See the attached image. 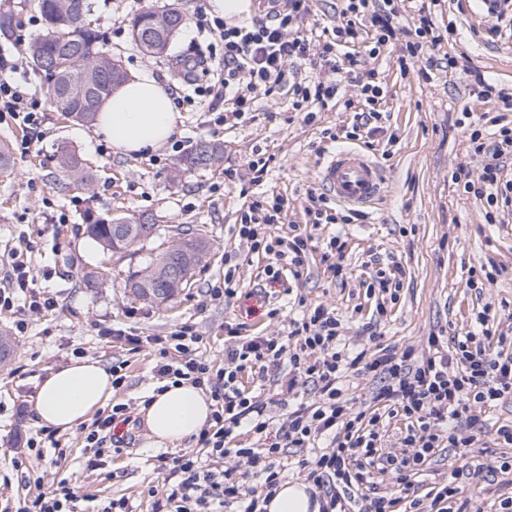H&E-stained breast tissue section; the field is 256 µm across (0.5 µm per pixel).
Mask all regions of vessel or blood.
<instances>
[{
    "label": "vessel or blood",
    "instance_id": "1",
    "mask_svg": "<svg viewBox=\"0 0 512 512\" xmlns=\"http://www.w3.org/2000/svg\"><path fill=\"white\" fill-rule=\"evenodd\" d=\"M321 185L336 200L363 206L382 192L384 178L366 154L344 147L332 151L323 161Z\"/></svg>",
    "mask_w": 512,
    "mask_h": 512
}]
</instances>
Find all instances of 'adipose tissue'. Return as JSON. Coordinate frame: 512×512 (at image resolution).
Listing matches in <instances>:
<instances>
[{
    "label": "adipose tissue",
    "mask_w": 512,
    "mask_h": 512,
    "mask_svg": "<svg viewBox=\"0 0 512 512\" xmlns=\"http://www.w3.org/2000/svg\"><path fill=\"white\" fill-rule=\"evenodd\" d=\"M179 121L167 86L152 76L138 75L103 102L95 131L115 151L139 156L167 142ZM111 397L109 369L96 360L75 359L41 382L33 410L39 425L66 432L88 420ZM211 405L208 395L185 384L154 393L142 415L154 444L176 446L202 429Z\"/></svg>",
    "instance_id": "ef3b65f1"
}]
</instances>
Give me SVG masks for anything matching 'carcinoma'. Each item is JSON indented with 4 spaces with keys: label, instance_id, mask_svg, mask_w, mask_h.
Segmentation results:
<instances>
[{
    "label": "carcinoma",
    "instance_id": "cac0c4a2",
    "mask_svg": "<svg viewBox=\"0 0 512 512\" xmlns=\"http://www.w3.org/2000/svg\"><path fill=\"white\" fill-rule=\"evenodd\" d=\"M44 22V31L26 49V59L31 69L45 84L47 101L52 108L63 112L73 121L90 124L96 120L102 102L112 90L128 79L121 55L109 56V66L102 69L86 61L98 54V31L91 27L89 0H36ZM184 15L171 5L163 10L151 8L136 15L130 31L147 33L150 38L135 42L146 55L165 52L169 42L170 27L181 26ZM75 84L83 93L65 95L66 85ZM224 161V147L217 142L199 141L172 167L171 178L181 179L192 172L219 167ZM59 166L71 182L92 190V177L80 156L64 150L59 156ZM124 225L118 230L117 225ZM156 227L152 214H140L112 218L87 219L86 235L97 242L108 254L131 252L148 240V234ZM209 245L204 236L185 231L166 249L158 252L142 269L133 272L126 281L130 293L139 300H146L147 289L154 285L147 281L146 271L161 280L165 289V301L181 294L190 284L196 271L205 266Z\"/></svg>",
    "mask_w": 512,
    "mask_h": 512
}]
</instances>
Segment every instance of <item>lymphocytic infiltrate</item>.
<instances>
[{
    "mask_svg": "<svg viewBox=\"0 0 512 512\" xmlns=\"http://www.w3.org/2000/svg\"><path fill=\"white\" fill-rule=\"evenodd\" d=\"M314 2L277 0L271 14L241 26L197 14L198 33L218 39L224 52L216 60L217 86L197 87L196 96L223 88L224 110L236 119L253 112L262 96L286 100L292 112L340 105L353 113L347 140L383 133L377 104L384 89L378 70L367 62L389 50L397 53L402 73L428 78L419 60L454 33L453 26L436 21L440 0H339L332 27L312 37L301 23L313 16ZM19 67L18 46L0 48V123L25 131L20 149L26 152L42 140L49 113L39 94L17 81ZM463 130L480 167L457 168L451 178L473 197L486 223H498L512 209V127L488 133L470 123ZM287 211L286 199L274 194L252 201L240 217L239 239L271 258L264 269L269 282H279L286 271L300 278L316 250L334 277H341L347 247L341 236L321 245L305 230L285 239L268 234ZM20 299L32 313L56 305L37 291L27 262L14 254L0 277V313L13 311ZM298 305L300 316L289 319L279 336L244 337L226 327L220 367L198 356L202 338L193 325L163 337L113 330L114 339L132 351L152 348L162 381L196 386L213 401L208 423L194 437L197 454L172 457L162 467L161 484L146 489L151 512H266L289 448L299 451L293 466L311 485L319 512H474L459 481L466 474L479 476L482 463L467 457L446 476L431 482L424 476L439 452L485 447L491 434L502 449L499 471L512 475V426L493 428L485 419L486 407L512 399V324L492 328L484 311L469 330L449 338L427 336L418 350L380 344L373 334L355 351L334 309L303 298ZM283 367L288 379L279 403L288 413L277 425L267 403L243 388L240 376L251 371L262 383ZM351 373L379 377L368 401L349 393ZM305 389L311 397L304 401ZM133 423L127 404L99 411L84 437L91 451L88 468H99L130 446L125 429ZM394 424L400 431L392 436L388 429ZM243 432L250 444L240 441ZM81 500L78 486L64 478L52 490L24 499L17 512H78Z\"/></svg>",
    "mask_w": 512,
    "mask_h": 512,
    "instance_id": "lymphocytic-infiltrate-1",
    "label": "lymphocytic infiltrate"
}]
</instances>
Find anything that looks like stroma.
Masks as SVG:
<instances>
[{
	"mask_svg": "<svg viewBox=\"0 0 512 512\" xmlns=\"http://www.w3.org/2000/svg\"><path fill=\"white\" fill-rule=\"evenodd\" d=\"M177 4L186 21L167 52L147 56L133 43L130 20L141 11ZM91 18L103 52L121 55L128 75L147 74L170 89L192 92L180 74L184 60L203 61L214 42L198 36L192 23L208 0H90ZM444 21L454 35L435 50L450 66L433 70L430 79L402 75L396 57L379 61L384 98L378 108L387 115L395 142L375 138L366 154L381 169L386 184L375 204L365 207L361 224H322L314 234L347 237L344 276L335 280L321 261L309 255L301 279L283 275L266 287L264 254L249 251L235 230L239 211L266 193L288 200L284 223L273 225L272 235L285 237L293 225L305 224L309 192L320 190V163L335 149L333 134L342 133L352 112H292L281 99L259 98L254 116L219 123L207 104L181 108L182 121L172 138L145 156L128 157L93 127L51 112L43 140L29 154L14 158V171L0 176V260L13 251L26 256L36 287L56 301L42 314L18 309L0 314V332L10 335L14 348L0 361V512H16L24 497L50 488L64 475L79 476L84 512H97L110 498H128L134 512H148L140 493L162 480L158 457L146 428L135 431L132 449L112 457L98 470L86 467L83 431L61 433L65 456L51 448L29 455L23 471L11 459L38 425L31 399L42 380L68 364L74 355L103 365L128 363L127 379L114 392L113 402L139 411L144 398L158 385L155 360L149 351L130 352L124 342H105L102 328L122 329L139 336H167L182 324L194 325L202 336L200 351L215 364L224 362L225 325L240 326L242 335H281L297 296L335 309L345 321V334L360 344L370 334L399 347H423L430 334L448 335L467 328L479 311L502 317L512 311V214L489 224L471 196L452 182L460 166L478 168L467 137L455 120L472 113L486 132L512 122V112L473 96L470 74L483 72L512 95V37L489 41L486 12L477 0H444ZM224 147L222 169L190 173L182 181L169 177L174 163L199 140ZM78 153L94 175L92 190L71 185L58 165L61 147ZM269 158L261 183L251 181L249 163ZM236 171L228 181L225 170ZM149 212L158 223L156 233L132 254L109 256L83 232L87 214L123 217ZM65 223H56V216ZM201 229L209 243L208 263L197 271L191 288L168 307L136 300L125 288L133 271L165 249L185 229ZM395 258L404 269L397 300L388 305L383 321L375 319V299L369 298L368 261L371 256ZM495 262L500 272L485 284L480 268ZM100 273L101 285L85 287L84 271ZM234 270L242 286L228 302L212 300L210 288L222 284L225 270ZM475 285H468V278ZM25 319V332H16V319Z\"/></svg>",
	"mask_w": 512,
	"mask_h": 512,
	"instance_id": "stroma-1",
	"label": "stroma"
}]
</instances>
